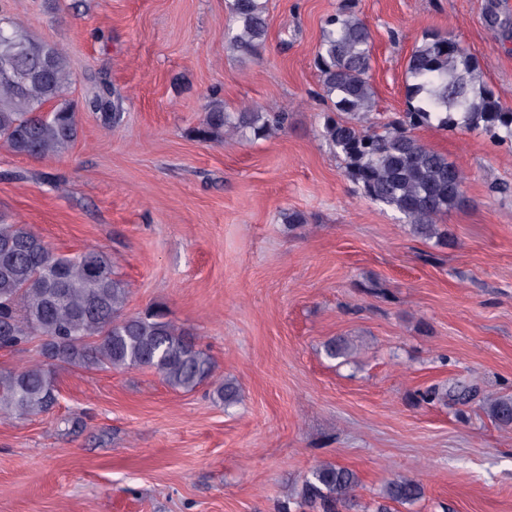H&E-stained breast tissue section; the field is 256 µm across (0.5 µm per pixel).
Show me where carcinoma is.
Segmentation results:
<instances>
[{
  "label": "carcinoma",
  "mask_w": 512,
  "mask_h": 512,
  "mask_svg": "<svg viewBox=\"0 0 512 512\" xmlns=\"http://www.w3.org/2000/svg\"><path fill=\"white\" fill-rule=\"evenodd\" d=\"M228 47L253 57L268 32L264 0H225ZM372 37L358 16L356 0H340L324 19L314 57L323 97L321 135L342 156L346 177L369 200L389 207L411 233L440 247L454 245L448 211L467 205L463 170L429 147L421 127L480 130L512 140V109L504 107L480 76L479 65L456 39L424 31L405 65L407 107L381 121L373 116L375 92L369 69ZM66 56L53 44L32 39L23 26L0 18V144L41 159L66 151L76 139L77 113L68 100ZM116 127L123 123L119 99L90 102ZM288 126V113L246 108L226 112L214 105L195 129L200 141L221 134L266 139ZM129 290L99 249L61 253L24 224L0 219V350L18 351L42 339L40 359L0 369V412L17 416L52 413L58 403L55 368L153 370L174 391L191 392L212 382L214 398L238 401L232 382L214 380L211 356L197 337L177 326L162 306L125 311ZM329 361H347L354 346L345 336L326 340ZM498 424L512 426V396L491 406ZM361 482L351 469L330 462L314 466L296 492L308 512H357ZM423 485L406 477L387 481L375 512L421 499Z\"/></svg>",
  "instance_id": "carcinoma-1"
}]
</instances>
